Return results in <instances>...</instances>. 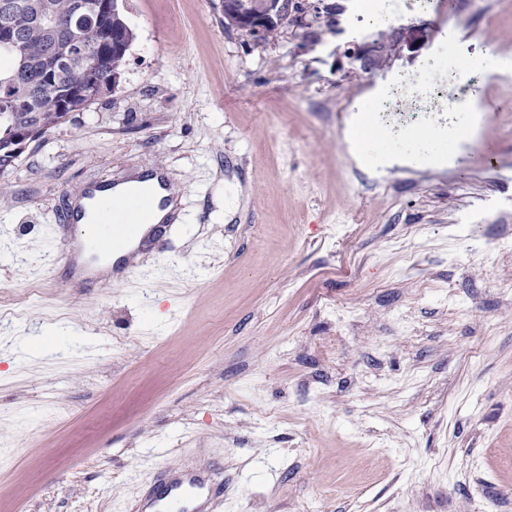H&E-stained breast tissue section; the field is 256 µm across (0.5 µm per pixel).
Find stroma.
<instances>
[{"mask_svg":"<svg viewBox=\"0 0 512 512\" xmlns=\"http://www.w3.org/2000/svg\"><path fill=\"white\" fill-rule=\"evenodd\" d=\"M368 2L258 41L121 0L115 89L0 174V512H135L204 465L219 512H512V0ZM157 168L179 218L142 260L64 264L74 192Z\"/></svg>","mask_w":512,"mask_h":512,"instance_id":"obj_1","label":"stroma"}]
</instances>
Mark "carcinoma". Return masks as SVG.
<instances>
[{"label": "carcinoma", "instance_id": "1", "mask_svg": "<svg viewBox=\"0 0 512 512\" xmlns=\"http://www.w3.org/2000/svg\"><path fill=\"white\" fill-rule=\"evenodd\" d=\"M48 16L31 12L0 13V171L16 164L8 154L12 139L36 126L51 131L72 112L92 105L86 96L90 76L105 77L121 71L134 40L132 28L120 8L107 13L103 0H78L83 12L71 13V0H44ZM82 45L79 55L61 52L63 41ZM52 79L65 99L62 110L49 105L43 83Z\"/></svg>", "mask_w": 512, "mask_h": 512}]
</instances>
